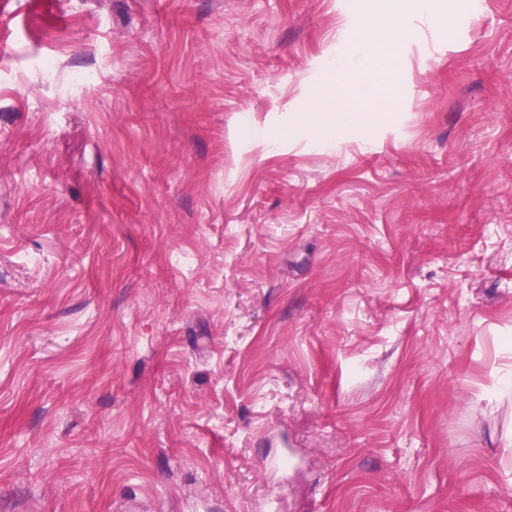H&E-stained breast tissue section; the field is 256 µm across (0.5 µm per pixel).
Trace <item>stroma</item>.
Returning <instances> with one entry per match:
<instances>
[{"instance_id":"obj_1","label":"stroma","mask_w":512,"mask_h":512,"mask_svg":"<svg viewBox=\"0 0 512 512\" xmlns=\"http://www.w3.org/2000/svg\"><path fill=\"white\" fill-rule=\"evenodd\" d=\"M441 7L0 0V512H512V0ZM391 27V19L384 13L373 15L365 24L358 27L354 55L337 60L336 68L332 69L336 85V110L348 95L347 76L350 71L356 66L363 68L367 61L384 66L396 49L397 40L386 36Z\"/></svg>"}]
</instances>
